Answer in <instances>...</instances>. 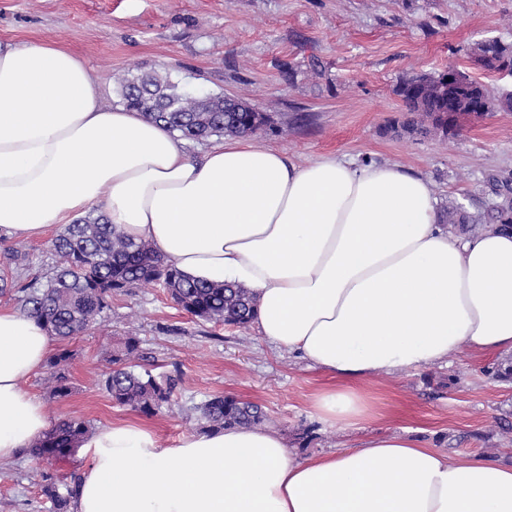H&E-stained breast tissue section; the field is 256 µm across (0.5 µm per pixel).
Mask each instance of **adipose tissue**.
Here are the masks:
<instances>
[{
	"label": "adipose tissue",
	"mask_w": 512,
	"mask_h": 512,
	"mask_svg": "<svg viewBox=\"0 0 512 512\" xmlns=\"http://www.w3.org/2000/svg\"><path fill=\"white\" fill-rule=\"evenodd\" d=\"M93 207L186 277L249 288L260 336L339 380L321 421L369 419L365 377L512 353V234H456L423 176L249 138L196 159L163 123L105 106L66 49L0 43V231L38 236ZM52 350L41 319L0 310V461L50 427L24 384ZM77 453V512H512V465L395 434L298 459L260 426L167 446L114 423Z\"/></svg>",
	"instance_id": "obj_1"
}]
</instances>
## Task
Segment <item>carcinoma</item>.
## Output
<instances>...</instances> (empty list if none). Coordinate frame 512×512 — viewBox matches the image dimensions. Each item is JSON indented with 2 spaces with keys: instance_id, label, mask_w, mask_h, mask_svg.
<instances>
[{
  "instance_id": "obj_1",
  "label": "carcinoma",
  "mask_w": 512,
  "mask_h": 512,
  "mask_svg": "<svg viewBox=\"0 0 512 512\" xmlns=\"http://www.w3.org/2000/svg\"><path fill=\"white\" fill-rule=\"evenodd\" d=\"M472 61L490 73L512 66V41L498 37L471 48ZM396 93L405 102L413 118L402 128L410 135L431 132L448 136L456 126L448 125V111L467 112L474 98L461 89L448 96V84L442 75L408 78L400 82ZM121 94L127 107L147 118L163 122L180 137L203 142L212 137L247 136L274 127L273 115L246 101L227 102L219 96L192 98L179 84L155 76H137L121 81ZM489 196L486 214L471 215L461 205L448 204L447 223L466 229L477 224H497L512 229V174H491L486 180ZM56 265L43 281H34L21 297L23 311L44 321L50 335L69 340L90 330L110 310L112 296L127 292L139 284H152L167 290L171 299L194 318L212 323L247 328L253 323L252 293L235 284L207 283L185 278L172 264L156 255L142 241H134L110 224L107 218L92 213L66 226L52 241ZM25 255L7 252L0 262V294L11 291L12 269L24 266ZM139 342L126 337L112 351L113 368L104 386L116 404L145 414H153L170 404L183 384L180 375L155 376L138 370ZM71 352L60 349L48 359V382L55 396L68 395L66 371ZM201 420L207 430L238 426H262L267 415L252 402L233 395L218 394L200 406ZM89 431V422L77 417L59 420L53 428L35 439L31 454L47 463L69 460ZM79 480L70 474L65 491L55 485L45 491L55 512H71L76 501Z\"/></svg>"
}]
</instances>
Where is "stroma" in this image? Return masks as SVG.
<instances>
[{"mask_svg": "<svg viewBox=\"0 0 512 512\" xmlns=\"http://www.w3.org/2000/svg\"><path fill=\"white\" fill-rule=\"evenodd\" d=\"M512 38V0H0V41L50 42L91 69L105 105L118 106L120 81L147 71L186 90L242 99L273 115L258 142L305 162L335 155L391 163L433 185L439 207L476 210L488 174L512 172V112L463 124L457 136L396 135L410 114L399 82L455 65L482 83L512 90V77L473 68L470 47ZM64 230L27 237L0 233V254L27 253L0 308L20 309L22 290L53 266L49 242ZM137 337L153 374L182 375L170 405L146 415L115 405L103 381L113 347ZM73 353L70 391L54 396L45 372L25 387L51 422L78 416L100 427L129 422L151 428L166 444L199 431V405L216 393L257 403L296 457L356 446L364 435L421 438L459 457L512 463V356L461 350L448 363L381 373L358 382L375 412L363 428L331 426L313 409L337 379L268 345L256 327L202 322L163 289L141 285L114 296L112 308ZM85 462L63 467L30 454L0 462V512H54L43 477L64 481Z\"/></svg>", "mask_w": 512, "mask_h": 512, "instance_id": "stroma-1", "label": "stroma"}]
</instances>
